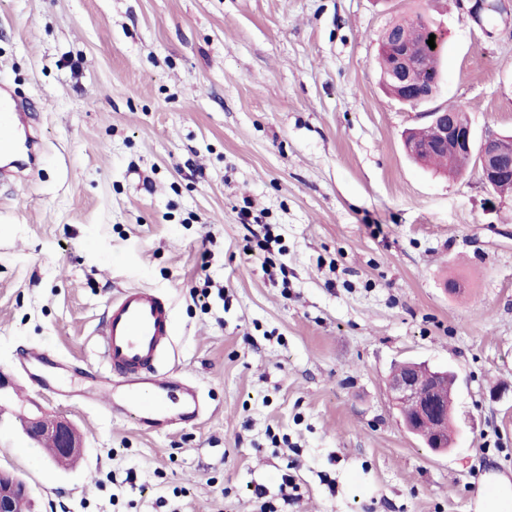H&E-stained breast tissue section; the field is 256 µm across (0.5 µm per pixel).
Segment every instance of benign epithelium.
Returning <instances> with one entry per match:
<instances>
[{
  "instance_id": "7a95c632",
  "label": "benign epithelium",
  "mask_w": 512,
  "mask_h": 512,
  "mask_svg": "<svg viewBox=\"0 0 512 512\" xmlns=\"http://www.w3.org/2000/svg\"><path fill=\"white\" fill-rule=\"evenodd\" d=\"M379 53L389 61L388 74L394 97L401 103L417 107L433 99L432 83L424 79L425 64L411 58L403 39L393 37L379 46ZM425 116L433 131V139L426 143L408 142L410 151L466 152L476 157L485 187L495 190L500 180L512 179V148L503 145L502 134L488 131L476 139L474 130L463 112L450 113L435 108ZM443 372H422L419 367L396 373L390 380V397L397 408L411 407L413 418L405 423L412 434H419L430 426L440 427L448 422V400L441 392ZM25 435L33 440L50 439L58 452L69 454L80 447L72 426L61 419L30 415L25 420ZM26 491L18 479L0 483V512H11V500Z\"/></svg>"
}]
</instances>
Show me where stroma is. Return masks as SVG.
I'll use <instances>...</instances> for the list:
<instances>
[{
  "mask_svg": "<svg viewBox=\"0 0 512 512\" xmlns=\"http://www.w3.org/2000/svg\"><path fill=\"white\" fill-rule=\"evenodd\" d=\"M471 6L0 0V87L42 140L0 187V472L33 512H469L481 476L512 478V200L477 166L414 163L402 134L427 120L376 64L386 25L421 16L444 35L434 105L512 133V0ZM130 287L169 299L162 368L199 386L198 421L144 431L24 388L81 385ZM40 349L65 368L24 362ZM403 361L457 377L445 453L391 404ZM21 406L77 428V466L31 445Z\"/></svg>",
  "mask_w": 512,
  "mask_h": 512,
  "instance_id": "35a3bbf8",
  "label": "stroma"
}]
</instances>
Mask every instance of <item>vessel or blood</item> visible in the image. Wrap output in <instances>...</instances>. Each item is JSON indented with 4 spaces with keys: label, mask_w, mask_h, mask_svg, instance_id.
<instances>
[{
    "label": "vessel or blood",
    "mask_w": 512,
    "mask_h": 512,
    "mask_svg": "<svg viewBox=\"0 0 512 512\" xmlns=\"http://www.w3.org/2000/svg\"><path fill=\"white\" fill-rule=\"evenodd\" d=\"M22 118L14 102L0 111V152L15 150L11 131ZM96 343L104 367L85 375L95 407L147 430L198 418L196 387L174 391L169 375L157 369L173 345L172 307L159 293L145 287L120 290L108 304ZM174 397L179 405L172 409L168 402Z\"/></svg>",
    "instance_id": "obj_1"
}]
</instances>
